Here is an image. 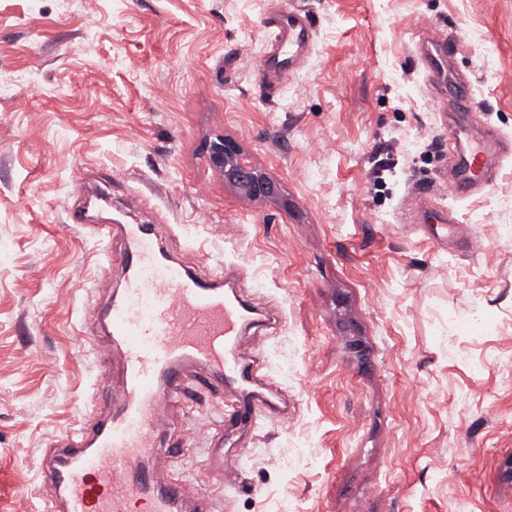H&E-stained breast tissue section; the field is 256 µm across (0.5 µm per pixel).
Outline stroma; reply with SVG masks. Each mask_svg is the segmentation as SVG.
I'll list each match as a JSON object with an SVG mask.
<instances>
[{
  "mask_svg": "<svg viewBox=\"0 0 512 512\" xmlns=\"http://www.w3.org/2000/svg\"><path fill=\"white\" fill-rule=\"evenodd\" d=\"M315 24L267 93L265 18ZM456 33V69L512 136V0H0V512H44L46 448L74 436L102 368L92 304L121 237L232 272L275 315L256 350L287 412L230 435L212 397L175 422L174 470L214 512H512V158L457 200L454 144L416 51ZM237 140L289 208L246 200L204 149ZM453 208L406 222L412 187ZM363 350H349L343 321ZM414 196L419 203L418 210H421L425 223L429 224H461L460 220L455 216L451 210L445 208H431L428 205L429 199L426 192L415 191Z\"/></svg>",
  "mask_w": 512,
  "mask_h": 512,
  "instance_id": "stroma-1",
  "label": "stroma"
}]
</instances>
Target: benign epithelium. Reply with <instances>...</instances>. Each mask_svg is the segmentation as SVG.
<instances>
[{
	"label": "benign epithelium",
	"mask_w": 512,
	"mask_h": 512,
	"mask_svg": "<svg viewBox=\"0 0 512 512\" xmlns=\"http://www.w3.org/2000/svg\"><path fill=\"white\" fill-rule=\"evenodd\" d=\"M206 151L211 165L242 197L270 201L282 198L280 186L274 179L242 161V150L236 141L217 136L208 142Z\"/></svg>",
	"instance_id": "benign-epithelium-1"
}]
</instances>
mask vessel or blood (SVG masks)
<instances>
[{
	"mask_svg": "<svg viewBox=\"0 0 512 512\" xmlns=\"http://www.w3.org/2000/svg\"><path fill=\"white\" fill-rule=\"evenodd\" d=\"M269 48L259 73L262 87L275 86L303 61L313 45V27L299 9L279 11L267 21ZM462 49L456 34L422 44L418 61L428 78L447 75L457 98L448 128L468 148L448 173L456 196L494 182L496 160L512 156V140L485 126L467 90L469 81L447 64ZM430 224H457L455 214L415 195ZM118 257L124 285L105 309L104 332L92 339L107 377L96 384V403L111 405L110 415H94L75 438L52 445L42 457V474L53 494L50 512H213L211 496L190 491L183 480L160 481L152 473L173 462L186 447L167 424L180 410L179 396L190 374L206 377L224 396V421L240 424L265 405L254 392L257 368L245 352L251 341L240 327L256 312L243 291L225 292L222 276L204 277L194 255L171 259L150 224L123 228Z\"/></svg>",
	"mask_w": 512,
	"mask_h": 512,
	"instance_id": "1",
	"label": "vessel or blood"
}]
</instances>
